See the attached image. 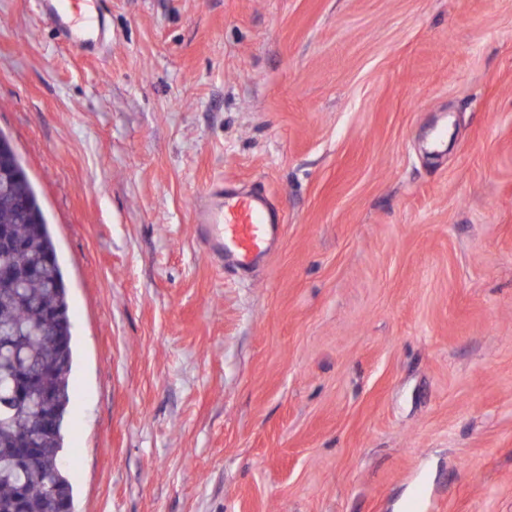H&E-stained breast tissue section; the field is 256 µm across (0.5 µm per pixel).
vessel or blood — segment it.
I'll use <instances>...</instances> for the list:
<instances>
[{
  "instance_id": "b4317fda",
  "label": "vessel or blood",
  "mask_w": 512,
  "mask_h": 512,
  "mask_svg": "<svg viewBox=\"0 0 512 512\" xmlns=\"http://www.w3.org/2000/svg\"><path fill=\"white\" fill-rule=\"evenodd\" d=\"M105 0H37L41 14L79 53H96L103 45ZM198 234L208 254L245 265L266 253L278 238L280 221L264 197L228 194L213 184L196 210Z\"/></svg>"
}]
</instances>
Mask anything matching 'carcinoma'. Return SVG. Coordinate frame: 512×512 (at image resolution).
I'll list each match as a JSON object with an SVG mask.
<instances>
[{
  "instance_id": "carcinoma-1",
  "label": "carcinoma",
  "mask_w": 512,
  "mask_h": 512,
  "mask_svg": "<svg viewBox=\"0 0 512 512\" xmlns=\"http://www.w3.org/2000/svg\"><path fill=\"white\" fill-rule=\"evenodd\" d=\"M41 208L28 178L0 184V226L21 247L6 255L17 269L37 276L19 288L0 290V512H45L73 485L61 462L64 429L71 403L73 344L63 345L71 327L61 266L46 264L55 245L46 217L35 226L28 211ZM37 438L38 456L18 459L24 435Z\"/></svg>"
}]
</instances>
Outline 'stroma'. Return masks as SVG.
I'll use <instances>...</instances> for the list:
<instances>
[{"label": "stroma", "instance_id": "stroma-1", "mask_svg": "<svg viewBox=\"0 0 512 512\" xmlns=\"http://www.w3.org/2000/svg\"><path fill=\"white\" fill-rule=\"evenodd\" d=\"M0 0L74 311V512H512V0ZM269 197L251 270L194 224ZM105 0H37L40 13L78 53H96L103 45Z\"/></svg>", "mask_w": 512, "mask_h": 512}]
</instances>
